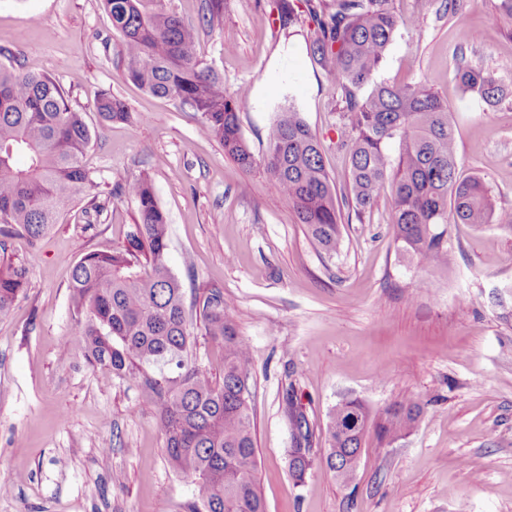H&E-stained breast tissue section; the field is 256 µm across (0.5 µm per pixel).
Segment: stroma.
Listing matches in <instances>:
<instances>
[{
	"instance_id": "obj_1",
	"label": "stroma",
	"mask_w": 512,
	"mask_h": 512,
	"mask_svg": "<svg viewBox=\"0 0 512 512\" xmlns=\"http://www.w3.org/2000/svg\"><path fill=\"white\" fill-rule=\"evenodd\" d=\"M162 4L199 26L200 56L226 92H248L239 124L255 158L286 108L316 132L339 198V251L328 257L312 241L263 166L244 172L198 115L125 78L102 0H0V48L54 77L84 112L96 132L84 163L110 198L95 224L77 206L37 247L6 242L29 274L0 319V482L10 487L0 512H188L199 498L197 480L168 464L138 389L88 367L66 341L70 271L85 252L123 245L138 206L115 189L144 174L168 216L173 273L185 290L221 289L250 346L253 477L266 512H512V229L445 224L452 260L426 271L394 240L389 194L360 218L347 201L343 103L310 53L309 24L281 18L277 0H224L213 26L202 0ZM498 5L471 0L454 14L445 0H391L402 24L376 78L422 82L447 101L464 175L480 177L507 215L512 102L487 108L454 76L462 51L512 84V19ZM104 93L126 102L132 123L100 119ZM289 388L313 448L301 485L288 471ZM345 395L373 423L343 486L321 457L328 413ZM399 402L423 413L405 437L381 442L374 422Z\"/></svg>"
}]
</instances>
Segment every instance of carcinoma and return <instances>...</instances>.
<instances>
[{"mask_svg":"<svg viewBox=\"0 0 512 512\" xmlns=\"http://www.w3.org/2000/svg\"><path fill=\"white\" fill-rule=\"evenodd\" d=\"M120 33L124 76L150 94L176 100L200 116L204 133L246 171L255 158L243 139L239 112L244 92L224 90V79L199 57L198 28L159 7L160 0H102ZM312 22L311 54L328 71L346 105L337 147L349 156L351 203L356 216L381 193L392 202V232L400 247L433 269L448 266V247L438 226L493 223L495 205L482 180L462 175L448 104L426 84L377 82L375 76L399 20L390 0H304ZM454 73L461 87L494 108L512 89L481 64L460 56ZM372 86L365 98L359 91ZM108 122L128 121L126 104L110 94L96 106ZM92 140L84 113L65 90L34 69L0 64V318L26 287L28 267L7 255L5 239L20 235L36 244L77 202L100 216L106 202L83 159ZM396 140L394 159L387 144ZM23 154L27 163L16 164ZM266 170L283 202L327 254L340 240L336 197L321 143L300 113L278 115L266 135ZM120 193L136 200L139 221L125 244L89 251L74 264L68 285L70 338L86 364L138 388L153 407L170 466L199 481L202 506L190 512H266L256 467L250 412L252 358L236 329L224 292L206 288L186 303L168 261L167 217L149 176L127 182ZM199 308L205 339L224 348L222 381L198 363L189 310ZM423 407H387L377 424L393 443L415 427ZM297 430L289 471L302 478L314 462L306 420L292 414ZM371 414L357 398L340 400L326 425L327 468L349 484L355 475Z\"/></svg>","mask_w":512,"mask_h":512,"instance_id":"obj_1","label":"carcinoma"}]
</instances>
